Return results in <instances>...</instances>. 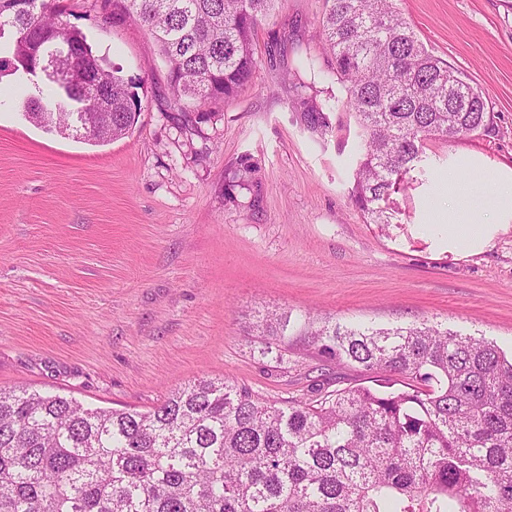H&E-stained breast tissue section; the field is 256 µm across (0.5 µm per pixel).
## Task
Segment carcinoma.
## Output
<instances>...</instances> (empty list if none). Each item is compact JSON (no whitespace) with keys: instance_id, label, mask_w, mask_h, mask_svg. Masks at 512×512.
<instances>
[{"instance_id":"obj_1","label":"carcinoma","mask_w":512,"mask_h":512,"mask_svg":"<svg viewBox=\"0 0 512 512\" xmlns=\"http://www.w3.org/2000/svg\"><path fill=\"white\" fill-rule=\"evenodd\" d=\"M324 52H305L311 84L295 101L323 137L347 110L360 149L349 195L366 222L389 224L386 203L423 161L424 140L487 128L481 91L420 41L395 0H325ZM281 0H112L143 25L168 66V89L189 124L236 98L258 67L254 36ZM0 72L41 70L44 56L92 53L47 0H0ZM112 90L122 138L141 103L131 80L94 56ZM90 87L58 85L38 121L95 111ZM290 315L259 336L284 341ZM301 332L375 386L266 402L224 379H197L147 411L90 408L27 386L0 388V512H512V359L493 341L435 324L316 323Z\"/></svg>"}]
</instances>
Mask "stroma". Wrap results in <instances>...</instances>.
<instances>
[{"instance_id":"35a3bbf8","label":"stroma","mask_w":512,"mask_h":512,"mask_svg":"<svg viewBox=\"0 0 512 512\" xmlns=\"http://www.w3.org/2000/svg\"><path fill=\"white\" fill-rule=\"evenodd\" d=\"M64 23L134 80L141 113L91 145L34 125L16 75L0 74V386L140 411L196 378L269 401L370 385L300 335L304 318L368 326L423 321L512 351V219L463 255L438 241L448 172L512 169V0H399L420 40L480 89L488 131L424 142L425 169L393 194L388 227L348 195L349 113L311 134L289 75L325 0H284L257 32L259 65L234 100L184 125L145 28L105 0H55ZM293 322L273 351L253 330Z\"/></svg>"}]
</instances>
